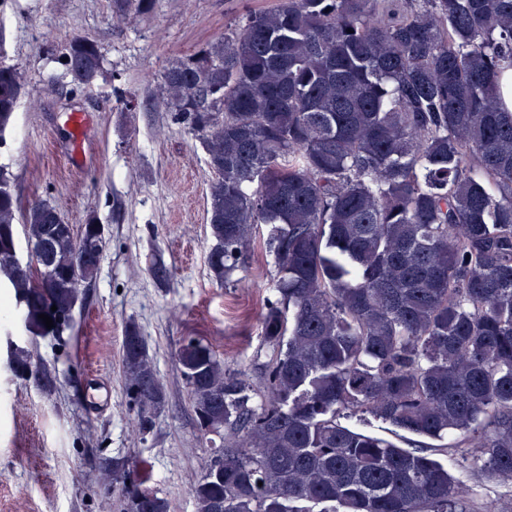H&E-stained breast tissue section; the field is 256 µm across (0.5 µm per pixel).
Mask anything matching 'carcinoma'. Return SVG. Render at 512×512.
<instances>
[{
  "label": "carcinoma",
  "mask_w": 512,
  "mask_h": 512,
  "mask_svg": "<svg viewBox=\"0 0 512 512\" xmlns=\"http://www.w3.org/2000/svg\"><path fill=\"white\" fill-rule=\"evenodd\" d=\"M156 0H110L118 17ZM83 87L103 75L97 41L63 46ZM512 0H275L164 70L166 105L201 135L209 268L238 267L267 228L276 303L258 386L224 374L199 340L179 348L201 431L224 435L191 489L195 512H467L435 459L339 422L369 412L441 441L512 482ZM24 74L0 65V132ZM23 211L34 264L19 262ZM105 240L52 204L21 208L0 166V272L25 320L73 324ZM57 307L51 311V307ZM127 392L144 430L165 402L139 328L123 338ZM15 374L46 371L23 350ZM123 512H169L116 465Z\"/></svg>",
  "instance_id": "obj_1"
}]
</instances>
